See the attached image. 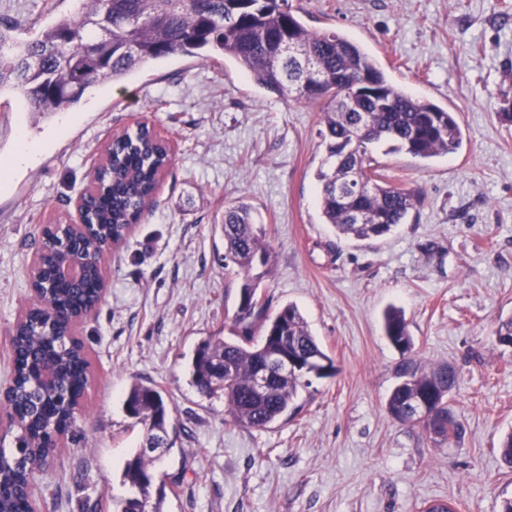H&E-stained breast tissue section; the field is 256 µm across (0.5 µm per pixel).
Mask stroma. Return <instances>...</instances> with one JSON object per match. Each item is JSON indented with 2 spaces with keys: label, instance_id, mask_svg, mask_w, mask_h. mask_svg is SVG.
<instances>
[{
  "label": "stroma",
  "instance_id": "stroma-1",
  "mask_svg": "<svg viewBox=\"0 0 512 512\" xmlns=\"http://www.w3.org/2000/svg\"><path fill=\"white\" fill-rule=\"evenodd\" d=\"M311 30L366 45L409 93L455 112L463 141L422 160L372 151L420 201L384 239L337 238L318 204L327 157L320 105L259 88L229 57L173 55L123 82L90 88L49 123L22 94H0V387L12 377L10 330L33 300L29 271L43 225L77 222L74 200L113 133L144 122L172 145L156 204L105 260L106 293L79 329L91 378L75 434L38 478L42 512H113L143 427L123 401L132 384L168 402L171 485L163 512H499L512 499L501 438L512 431V0H290ZM75 0H0V26L26 37ZM41 143L11 166L20 136ZM245 202L273 261L260 281L268 313L296 305L334 372L299 391L296 412L265 429L237 426L224 400L191 384L197 345L230 334L240 281L224 268L225 207ZM403 310L409 354L383 328ZM459 372L460 439L439 443L395 421L387 399L405 359Z\"/></svg>",
  "mask_w": 512,
  "mask_h": 512
}]
</instances>
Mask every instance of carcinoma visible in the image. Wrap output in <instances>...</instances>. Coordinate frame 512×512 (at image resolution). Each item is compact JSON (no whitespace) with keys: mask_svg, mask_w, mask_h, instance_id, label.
I'll return each instance as SVG.
<instances>
[{"mask_svg":"<svg viewBox=\"0 0 512 512\" xmlns=\"http://www.w3.org/2000/svg\"><path fill=\"white\" fill-rule=\"evenodd\" d=\"M74 15H63L19 39L0 28V92H20L31 111L49 116L77 105L95 83L122 82L137 66L175 54L208 59L228 55L259 87L281 98L324 102L323 123L331 163L319 170V205L325 223L357 241L382 238L407 221L418 196L378 171L371 148L387 145L421 159L450 156L462 145L454 113L395 85L362 46L333 30H309L289 0H77ZM368 77L373 87L358 86ZM169 163L166 147L149 132L131 133L112 143L109 163L101 172L87 220L98 230L70 246L41 257L34 279L39 300L27 322L12 338L14 386L7 398L24 435L17 446L0 448V512H27L21 487L30 465L42 459L53 433L77 425L70 407L82 395L88 361L81 347L62 336L60 326L43 314V306L78 313L97 302L102 276L90 263L78 285L55 278L51 271L71 256L88 257L108 238H120L124 227L137 223L155 202L160 173ZM272 251L262 225L253 222L241 203L224 210V267L241 278L240 298L257 295ZM385 333L405 353L412 338L403 313L385 314ZM288 337V346L305 356L310 368L274 375L258 393L253 378L265 364L274 337ZM224 361V374L214 364ZM334 368L298 308L288 304L275 315L260 302L238 306L232 335L212 336L197 348L192 378L208 397H224L225 412L239 426L263 429L288 415L307 377ZM50 370L53 380L39 384ZM458 384L448 364L422 365L412 360L398 370V382L387 400L397 422L419 427L445 443L460 438L462 426L448 406ZM416 396L431 401L435 417L426 422L400 418L404 403ZM125 409L143 426L149 440L167 433L168 404L155 387L135 384ZM453 429H448V424ZM157 459L143 450L125 462L123 478L135 494L120 512H162L163 493L153 492Z\"/></svg>","mask_w":512,"mask_h":512,"instance_id":"obj_1","label":"carcinoma"}]
</instances>
